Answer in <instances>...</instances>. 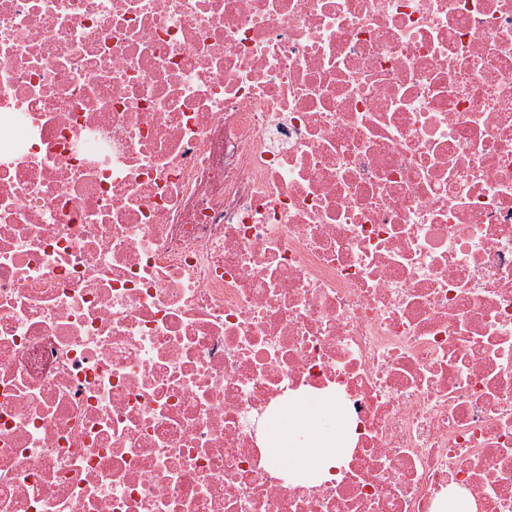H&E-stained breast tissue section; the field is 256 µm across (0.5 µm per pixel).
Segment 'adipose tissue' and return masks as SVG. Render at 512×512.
Wrapping results in <instances>:
<instances>
[{"label":"adipose tissue","mask_w":512,"mask_h":512,"mask_svg":"<svg viewBox=\"0 0 512 512\" xmlns=\"http://www.w3.org/2000/svg\"><path fill=\"white\" fill-rule=\"evenodd\" d=\"M346 442L334 400L301 399L277 415L266 453L271 461L289 465L290 481L303 483L336 466Z\"/></svg>","instance_id":"1"}]
</instances>
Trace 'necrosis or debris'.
Instances as JSON below:
<instances>
[{"mask_svg": "<svg viewBox=\"0 0 512 512\" xmlns=\"http://www.w3.org/2000/svg\"><path fill=\"white\" fill-rule=\"evenodd\" d=\"M459 499L512 512V0H0V512ZM332 422L331 431L323 424ZM347 442L339 421L336 402L319 398L301 399L283 408L270 428L269 459L294 466L288 470L291 482H308V478L336 466Z\"/></svg>", "mask_w": 512, "mask_h": 512, "instance_id": "1", "label": "necrosis or debris"}]
</instances>
